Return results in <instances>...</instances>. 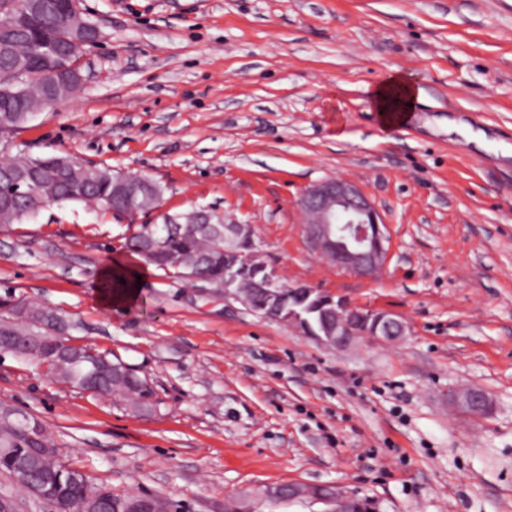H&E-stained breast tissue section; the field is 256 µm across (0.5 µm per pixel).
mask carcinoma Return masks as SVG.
Segmentation results:
<instances>
[{
    "instance_id": "cac0c4a2",
    "label": "carcinoma",
    "mask_w": 512,
    "mask_h": 512,
    "mask_svg": "<svg viewBox=\"0 0 512 512\" xmlns=\"http://www.w3.org/2000/svg\"><path fill=\"white\" fill-rule=\"evenodd\" d=\"M21 0H0V44L6 42L10 50H0V72L26 64L28 87L36 89L44 84L47 72L64 64L76 63L67 59L65 20L72 6L79 0H62L42 11L20 10ZM31 97L16 93V87L0 77V146L8 149L10 135L28 121L26 110ZM10 173H33L37 184L30 195L18 202L0 206V222L19 224L50 204L83 203L106 212L105 205L116 196V183L123 178L125 188L136 194L140 208L156 206L163 187L148 177L115 172L110 167L83 163L68 155L32 156L17 152L8 159ZM224 229L213 217L211 224H177L166 237L164 248L157 250L144 236L137 234L129 241V248L147 265L167 278L181 279V273L195 268L209 278L224 281V243L214 241L216 231ZM70 324L56 311L30 304L23 318L12 310L0 317V352L22 356L24 341L36 337L43 342L46 353L34 361L46 371L51 381L84 389L86 377L94 370V363L102 364L103 374L92 394L112 396L119 394L129 401L135 412L148 414L154 410L155 393L146 378L120 359L88 345L70 347L71 357H59L51 352L56 337L70 334ZM34 428L30 434L15 431L11 416L0 411V474L6 476L16 491L29 492L28 484L17 480L16 459L36 462L31 468L32 481L54 486L58 491L57 507L63 512H85L84 502L89 494L98 497L96 512H126L134 495L114 493L93 482L84 473L68 467L59 457V448L37 417H30Z\"/></svg>"
}]
</instances>
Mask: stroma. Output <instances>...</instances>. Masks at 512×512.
<instances>
[{
	"label": "stroma",
	"instance_id": "stroma-1",
	"mask_svg": "<svg viewBox=\"0 0 512 512\" xmlns=\"http://www.w3.org/2000/svg\"><path fill=\"white\" fill-rule=\"evenodd\" d=\"M103 39L84 86L14 142L160 183V208L208 205L251 225L283 281L387 309L393 345L326 349L298 330L203 296L145 266L137 301L100 308L111 259L155 214L80 204L0 224V298L76 323L152 385L141 416L120 397L48 380L0 356V402L52 432L66 464L178 512L285 482L335 483L371 512H512V0H83ZM422 90L385 130L370 90L392 72ZM484 132L486 146L449 131ZM355 182L388 238L361 279L315 255L298 201ZM475 383L474 419L448 390ZM448 401L476 417L488 415L492 407L488 393L476 386L448 390Z\"/></svg>",
	"mask_w": 512,
	"mask_h": 512
}]
</instances>
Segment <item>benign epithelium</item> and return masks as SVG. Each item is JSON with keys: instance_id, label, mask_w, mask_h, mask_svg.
<instances>
[{"instance_id": "1", "label": "benign epithelium", "mask_w": 512, "mask_h": 512, "mask_svg": "<svg viewBox=\"0 0 512 512\" xmlns=\"http://www.w3.org/2000/svg\"><path fill=\"white\" fill-rule=\"evenodd\" d=\"M68 25L77 37L68 44L74 55L83 52L80 34L89 42L100 41L99 25L82 9L69 14ZM83 82L79 69L56 71L49 85V95L40 100L43 108L59 101ZM305 215L304 237L310 248L349 273L363 278L376 276L383 268L388 247L382 221L370 198L353 182L330 178L306 189L300 198ZM112 212L131 220L139 215L135 195L112 205ZM195 283L198 294L217 295L224 301L240 304L244 310L264 319L292 325L302 324L309 337L330 349H341L359 337L373 342L397 343L406 335L407 325L393 312L384 309L365 311L342 297L305 285L285 288L277 269L268 264L256 250L252 229L248 224L224 225V283L211 281L195 271L185 275ZM448 401L469 414L484 417L491 411L488 393L476 386L448 391ZM310 499L326 506L323 512H358L359 500L334 484L326 488L290 484L286 488L268 487L246 499L229 492L224 499V512H258L263 502H301Z\"/></svg>"}]
</instances>
